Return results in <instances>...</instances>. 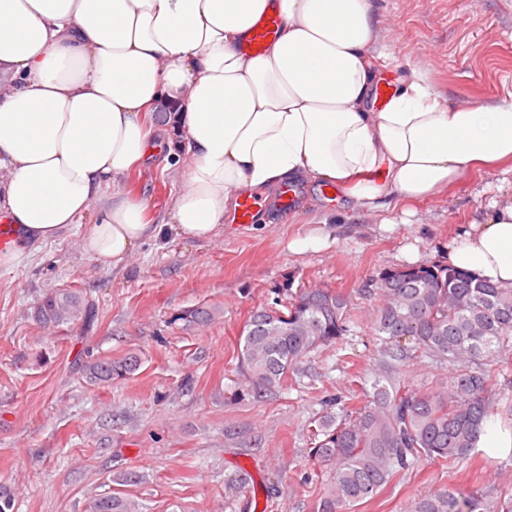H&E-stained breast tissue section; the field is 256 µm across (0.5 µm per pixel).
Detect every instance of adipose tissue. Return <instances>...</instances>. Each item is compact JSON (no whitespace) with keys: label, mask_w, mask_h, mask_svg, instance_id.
I'll list each match as a JSON object with an SVG mask.
<instances>
[{"label":"adipose tissue","mask_w":512,"mask_h":512,"mask_svg":"<svg viewBox=\"0 0 512 512\" xmlns=\"http://www.w3.org/2000/svg\"><path fill=\"white\" fill-rule=\"evenodd\" d=\"M275 10L277 38L244 53ZM372 39L369 0H0V222L18 232L0 265L92 210L86 253L127 258L152 226L145 202L114 188L161 151L180 165L171 228L200 241L223 232L243 191L333 182L388 213L512 166V100L444 106L418 77L372 109ZM447 263L512 287V192L488 201ZM283 24L282 15L275 11L258 19L241 48L253 56H260L268 43L275 40Z\"/></svg>","instance_id":"1"}]
</instances>
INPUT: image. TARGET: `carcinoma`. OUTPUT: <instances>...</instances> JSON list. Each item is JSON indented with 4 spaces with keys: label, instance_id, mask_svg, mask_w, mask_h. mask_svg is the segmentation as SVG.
Wrapping results in <instances>:
<instances>
[{
    "label": "carcinoma",
    "instance_id": "1",
    "mask_svg": "<svg viewBox=\"0 0 512 512\" xmlns=\"http://www.w3.org/2000/svg\"><path fill=\"white\" fill-rule=\"evenodd\" d=\"M381 305L375 320L386 370L347 405L336 397L309 430L307 456L327 474L314 512H354L395 477L429 458L455 463L481 452L480 436L509 393L498 384V357L512 350V288L446 264L385 269L366 289ZM88 311L75 291L41 300L38 317L62 324ZM208 307L184 316L204 325ZM350 331L348 299L327 288H305L283 309L261 307L246 321L240 368L254 397L271 394L313 351L337 346ZM419 351L448 364V377L429 391L401 384L400 365ZM137 359L97 360L85 365L94 384H110L136 369ZM89 512H139L130 497L93 499ZM408 512H512V488L492 483L478 489L439 488L413 499Z\"/></svg>",
    "mask_w": 512,
    "mask_h": 512
}]
</instances>
